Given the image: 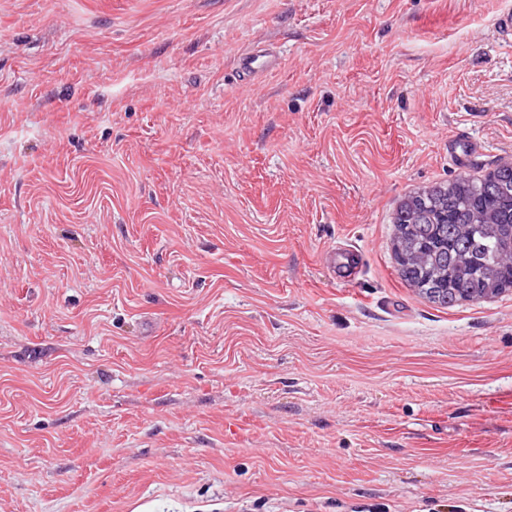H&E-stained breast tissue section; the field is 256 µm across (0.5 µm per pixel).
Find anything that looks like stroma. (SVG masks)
Listing matches in <instances>:
<instances>
[{
    "label": "stroma",
    "mask_w": 512,
    "mask_h": 512,
    "mask_svg": "<svg viewBox=\"0 0 512 512\" xmlns=\"http://www.w3.org/2000/svg\"><path fill=\"white\" fill-rule=\"evenodd\" d=\"M508 8L0 0V512H512V290L392 225L512 162ZM277 65L278 59L273 52L265 49L251 52L241 60L242 74L248 80H254L263 76L269 70L276 68Z\"/></svg>",
    "instance_id": "35a3bbf8"
}]
</instances>
